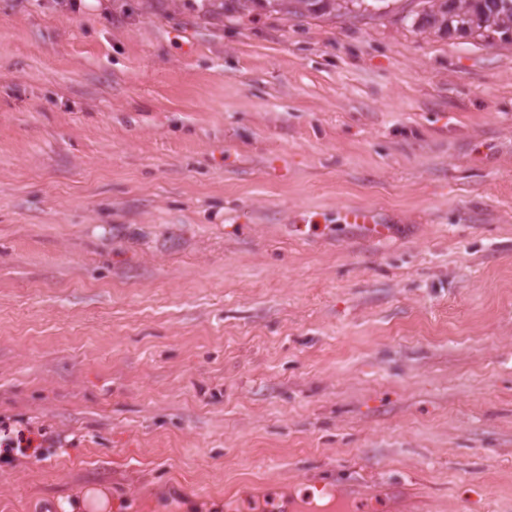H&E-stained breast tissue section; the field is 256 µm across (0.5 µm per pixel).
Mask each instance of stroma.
<instances>
[{"instance_id":"stroma-1","label":"stroma","mask_w":512,"mask_h":512,"mask_svg":"<svg viewBox=\"0 0 512 512\" xmlns=\"http://www.w3.org/2000/svg\"><path fill=\"white\" fill-rule=\"evenodd\" d=\"M0 423V512H512V42L0 0ZM33 435V436H32ZM35 432L31 429L27 430V434L24 430H18L12 432L10 428L0 426V448H6V450H17L21 454L26 455L30 448H34L33 452H38V448H44V444L48 442L45 438V432L38 430L36 436ZM37 442L36 445L34 443ZM64 507L74 509L66 512H77L78 509L91 510L85 512H108L112 507V498L107 489L98 487L94 490H84L79 499L75 498L72 504L65 503Z\"/></svg>"}]
</instances>
